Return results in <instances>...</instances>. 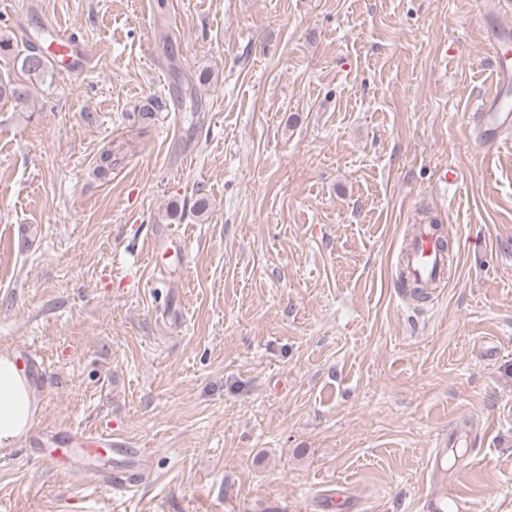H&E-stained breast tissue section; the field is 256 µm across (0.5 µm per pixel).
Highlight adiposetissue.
I'll list each match as a JSON object with an SVG mask.
<instances>
[{
	"instance_id": "obj_1",
	"label": "adipose tissue",
	"mask_w": 512,
	"mask_h": 512,
	"mask_svg": "<svg viewBox=\"0 0 512 512\" xmlns=\"http://www.w3.org/2000/svg\"><path fill=\"white\" fill-rule=\"evenodd\" d=\"M36 392L11 355L0 352V447L9 448L25 435L34 419Z\"/></svg>"
}]
</instances>
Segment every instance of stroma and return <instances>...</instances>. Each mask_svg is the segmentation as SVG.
I'll use <instances>...</instances> for the list:
<instances>
[{
	"mask_svg": "<svg viewBox=\"0 0 512 512\" xmlns=\"http://www.w3.org/2000/svg\"><path fill=\"white\" fill-rule=\"evenodd\" d=\"M494 0H0V352L29 349L34 423L0 451V512H415L459 416L481 512H512V127L472 136ZM90 52L21 72L44 19ZM195 87L206 105L181 111ZM111 151L107 176L95 173ZM456 174L439 185L441 170ZM456 260L399 296L409 225ZM34 226L22 241L19 225ZM178 232L188 267L149 262ZM144 449L46 468L56 440Z\"/></svg>",
	"mask_w": 512,
	"mask_h": 512,
	"instance_id": "35a3bbf8",
	"label": "stroma"
}]
</instances>
